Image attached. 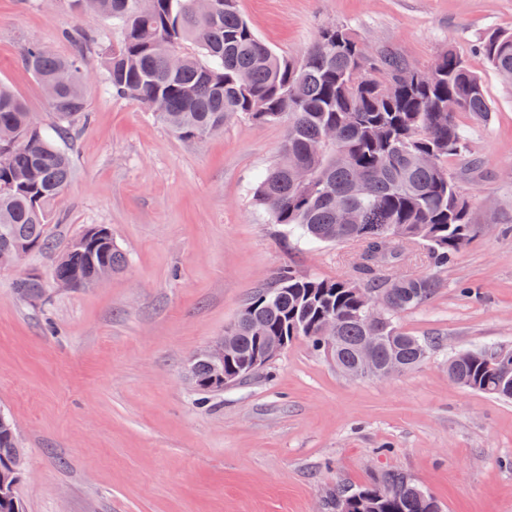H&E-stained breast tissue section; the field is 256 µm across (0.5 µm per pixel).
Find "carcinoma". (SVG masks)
Returning a JSON list of instances; mask_svg holds the SVG:
<instances>
[{"instance_id":"carcinoma-1","label":"carcinoma","mask_w":512,"mask_h":512,"mask_svg":"<svg viewBox=\"0 0 512 512\" xmlns=\"http://www.w3.org/2000/svg\"><path fill=\"white\" fill-rule=\"evenodd\" d=\"M90 18H107L121 32L117 50L93 47L102 63L100 83L116 98H131L182 140H194L240 117L265 124L288 122L280 159L253 187L256 204L274 224L326 243L358 242L365 254L360 278L307 277L290 268L243 306L231 332L224 373L237 383L258 337L290 342L299 337L329 353L343 373L358 369V350L374 335L377 366L411 370L440 346L437 338L403 330L399 316L431 301L439 288L430 274L393 277L380 263L395 258L398 242L426 246L429 263L442 267L469 241L470 208L460 197L461 178L448 157L468 159L457 115L477 121L490 112L480 79L449 48L435 74L420 85L397 81L414 66L398 49L368 48L344 25L324 27L298 59L276 52L242 16L238 0H212L199 14L194 0H70ZM498 74L512 84V33H491L478 44ZM23 67L49 98L54 122L35 123L25 102L0 82V126L16 137L0 150V250L18 243L54 248L48 234L52 209L73 176L60 146L86 115L87 77L81 57L63 58L38 43L26 46ZM456 110L448 111V102ZM335 132L328 144L322 137ZM307 172L303 182L294 170ZM106 264L120 272L126 257L110 236L94 247L67 245L55 278L76 281ZM386 296L382 319L370 331L357 286ZM208 361L193 381L212 392ZM448 379L487 395L512 399V348L487 345L455 353ZM22 455L9 415L0 422V465ZM335 512H434L435 500L400 473H386L360 488L338 487Z\"/></svg>"}]
</instances>
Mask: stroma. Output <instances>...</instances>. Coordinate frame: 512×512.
Listing matches in <instances>:
<instances>
[{"label": "stroma", "mask_w": 512, "mask_h": 512, "mask_svg": "<svg viewBox=\"0 0 512 512\" xmlns=\"http://www.w3.org/2000/svg\"><path fill=\"white\" fill-rule=\"evenodd\" d=\"M239 8L294 58L337 23L367 46L394 45L421 69L454 48L480 78L490 119L457 117L481 162L463 183L473 237L446 268L431 270L412 243L399 245L391 268L435 273V298L398 321L441 345L416 369L372 380L346 376L297 339L248 379L199 394L190 359L279 269L353 279L360 250L291 235L255 206L252 186L276 161L287 123L237 118L180 140L139 102L105 94L101 59L88 54V116L67 144L74 175L49 233L61 247L108 226L127 265L93 288L57 287L54 251L0 268V410L25 457L16 485L24 512H328L332 489L388 471L409 476L442 512H512V400L448 379L452 353L512 347V85L476 49L491 32H512V0ZM77 28L120 44L111 21L63 0H0V81L42 125L54 115L22 49L36 41L71 56L64 33ZM25 271L40 276L43 302L18 294Z\"/></svg>", "instance_id": "35a3bbf8"}]
</instances>
